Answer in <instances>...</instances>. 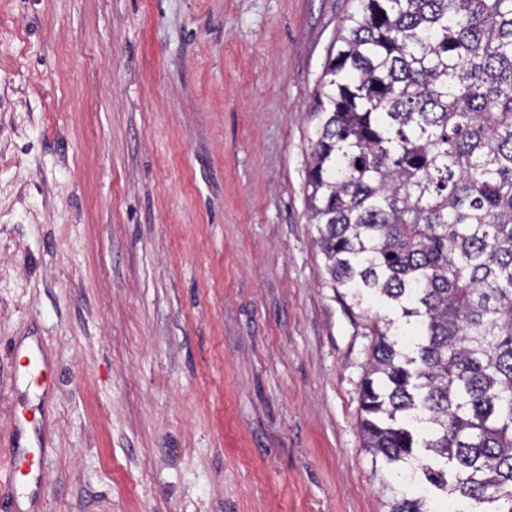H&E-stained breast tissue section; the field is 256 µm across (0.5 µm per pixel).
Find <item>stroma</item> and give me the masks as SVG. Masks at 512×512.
I'll use <instances>...</instances> for the list:
<instances>
[{"label": "stroma", "instance_id": "1", "mask_svg": "<svg viewBox=\"0 0 512 512\" xmlns=\"http://www.w3.org/2000/svg\"><path fill=\"white\" fill-rule=\"evenodd\" d=\"M361 0H0V512H386L311 115ZM42 344L47 397L16 349ZM45 413L11 498L19 403Z\"/></svg>", "mask_w": 512, "mask_h": 512}]
</instances>
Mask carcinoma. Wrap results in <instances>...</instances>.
<instances>
[{"label":"carcinoma","mask_w":512,"mask_h":512,"mask_svg":"<svg viewBox=\"0 0 512 512\" xmlns=\"http://www.w3.org/2000/svg\"><path fill=\"white\" fill-rule=\"evenodd\" d=\"M324 64L307 170L342 295L383 299L363 448L512 512V0H363ZM387 512H432L388 482Z\"/></svg>","instance_id":"carcinoma-1"}]
</instances>
